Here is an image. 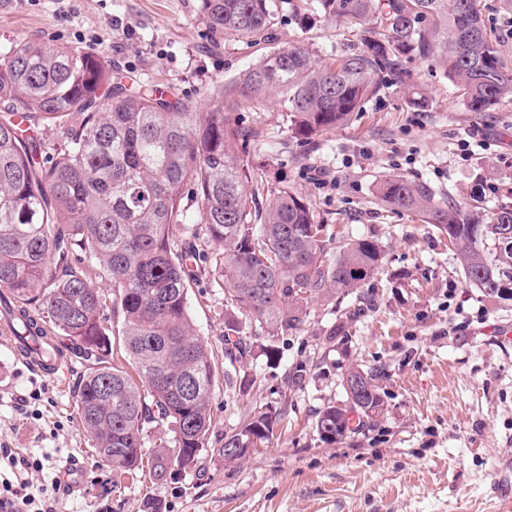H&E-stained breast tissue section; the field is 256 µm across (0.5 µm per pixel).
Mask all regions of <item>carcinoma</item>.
Returning <instances> with one entry per match:
<instances>
[{
    "label": "carcinoma",
    "mask_w": 512,
    "mask_h": 512,
    "mask_svg": "<svg viewBox=\"0 0 512 512\" xmlns=\"http://www.w3.org/2000/svg\"><path fill=\"white\" fill-rule=\"evenodd\" d=\"M324 12L360 29L322 66L301 47L274 51L231 83L218 85L213 103L198 112L172 91H132L98 54L54 43L16 44L0 58V305L20 304L16 336L43 339L31 327L46 317L94 366L82 377L76 405L96 455L108 464L112 486L149 470L164 480L167 467L196 464L212 425L217 381L214 351L196 334L188 308L191 264L202 263L222 282L234 310L224 312V357L242 362L251 352L239 336L242 320L283 336L310 315L312 302L350 293L382 266L384 249L371 238L337 246L328 225L287 189L248 200L245 183H263L233 149L249 136L236 118L239 96L259 100L276 91L288 109L292 137L310 141L349 122L362 104L392 84H408L406 62L431 61L463 91L469 110L483 112L512 96L497 43L485 28L480 0H320ZM214 32L250 38L271 23L267 0H201ZM370 16L381 28L369 27ZM54 130V138L25 135ZM197 207H182L186 185ZM379 200L412 211L448 236L466 279L488 296L512 295V205L443 206L423 183L386 178ZM222 244L207 251L189 244L173 252L174 229ZM80 255L96 261L112 282V312ZM122 336L132 377L108 361L112 336ZM362 394L356 405L330 403L313 428L340 443L379 417L384 392L378 369L349 368ZM281 412L260 406L224 436L218 455L247 443L272 441ZM152 438L153 457L144 459Z\"/></svg>",
    "instance_id": "obj_1"
}]
</instances>
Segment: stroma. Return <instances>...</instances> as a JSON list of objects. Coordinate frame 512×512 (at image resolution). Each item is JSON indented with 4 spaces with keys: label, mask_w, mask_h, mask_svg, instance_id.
<instances>
[{
    "label": "stroma",
    "mask_w": 512,
    "mask_h": 512,
    "mask_svg": "<svg viewBox=\"0 0 512 512\" xmlns=\"http://www.w3.org/2000/svg\"><path fill=\"white\" fill-rule=\"evenodd\" d=\"M200 0H0V53L29 40L90 48L131 88L172 89L196 110L214 86L232 81L272 51L310 49L333 63L358 40L349 22L326 15L319 0H274L269 28L238 40L203 23ZM485 24L512 72V0H481ZM410 85H393L341 127L301 142L288 130L279 95L242 100L237 118L249 136L235 151L262 171L266 189L301 197L334 241L371 237L384 264L352 294L312 303L292 334L270 337L259 323L242 336L251 352L241 364L255 383L235 397L217 381L214 424L195 468L179 484L142 476L113 487L109 468L78 423L76 387L88 364L70 354L56 376L33 371L0 343V448L39 460L28 470L51 485L72 466L78 488L56 491V512H491L497 460L512 456V345L488 326L512 329V299L470 286L457 250L420 216L384 205L385 177L426 184L439 203H479L492 211L512 183V98L471 112L459 90L430 62L413 61ZM422 95L423 107L411 100ZM322 172L327 185L313 179ZM224 290L199 268L188 307L199 338L224 365ZM347 332L333 336L339 317ZM273 347L276 361L264 350ZM305 365L301 382L291 380ZM384 371L386 409L374 424L330 444L313 429L318 410L340 400L350 366ZM284 417L271 443L243 461L217 454L226 433L253 408Z\"/></svg>",
    "instance_id": "obj_1"
}]
</instances>
